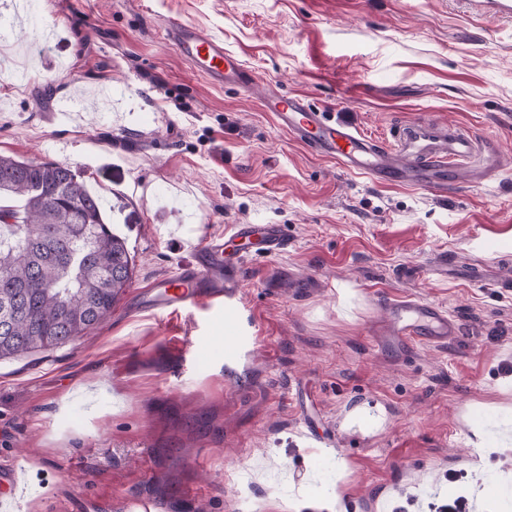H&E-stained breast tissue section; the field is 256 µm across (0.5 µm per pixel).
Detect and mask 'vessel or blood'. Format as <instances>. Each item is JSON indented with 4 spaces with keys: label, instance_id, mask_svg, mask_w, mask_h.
<instances>
[{
    "label": "vessel or blood",
    "instance_id": "obj_1",
    "mask_svg": "<svg viewBox=\"0 0 512 512\" xmlns=\"http://www.w3.org/2000/svg\"><path fill=\"white\" fill-rule=\"evenodd\" d=\"M168 42L196 70L214 83L233 82L251 88L254 81L238 56L226 51L223 42L181 21H167ZM264 105L280 125L300 142L334 159L344 169L382 183L441 189L468 168L473 179L484 180L498 170L496 150L479 147L469 135L457 130H438L423 124L404 127L396 147L357 131L353 126L330 122L297 96L268 91ZM288 239L277 224H232L223 234L206 236L192 251L179 272L149 286L140 307L169 314L199 307L224 313V345L227 353L243 347L234 306L245 279L243 254L272 256L285 251ZM386 347L409 350L422 344L443 345L458 334V325L442 306L412 297L386 305V318L376 331ZM20 482L16 466L0 472V512H10Z\"/></svg>",
    "mask_w": 512,
    "mask_h": 512
}]
</instances>
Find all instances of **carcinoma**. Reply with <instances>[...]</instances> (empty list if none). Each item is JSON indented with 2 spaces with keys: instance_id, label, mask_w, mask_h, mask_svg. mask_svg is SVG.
Listing matches in <instances>:
<instances>
[{
  "instance_id": "cac0c4a2",
  "label": "carcinoma",
  "mask_w": 512,
  "mask_h": 512,
  "mask_svg": "<svg viewBox=\"0 0 512 512\" xmlns=\"http://www.w3.org/2000/svg\"><path fill=\"white\" fill-rule=\"evenodd\" d=\"M0 303L21 314L0 330V359L51 350L104 320L131 280L124 241L101 198L66 162L0 156ZM112 289L100 288L102 277Z\"/></svg>"
}]
</instances>
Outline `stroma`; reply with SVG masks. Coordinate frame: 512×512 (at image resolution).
I'll list each match as a JSON object with an SVG mask.
<instances>
[{"instance_id":"1","label":"stroma","mask_w":512,"mask_h":512,"mask_svg":"<svg viewBox=\"0 0 512 512\" xmlns=\"http://www.w3.org/2000/svg\"><path fill=\"white\" fill-rule=\"evenodd\" d=\"M0 0V154L63 161L107 202L132 278L111 314L0 360V460L16 512H471L508 476L512 512V17L470 0ZM223 41L253 90L207 80L167 42ZM55 41L41 42L42 28ZM275 90L383 142L415 121L496 147L490 180L380 183L282 129ZM79 99L78 116L56 112ZM278 224L236 305L255 345L225 358L207 311L134 308L206 234ZM487 271L484 279L451 276ZM446 309L444 346L379 345L389 299ZM210 350L190 361L189 345ZM19 482L20 475L16 465H10L2 472V475L0 471V484L7 486L9 489L7 494L0 495V509L3 510V512H10L9 510L12 509Z\"/></svg>"}]
</instances>
